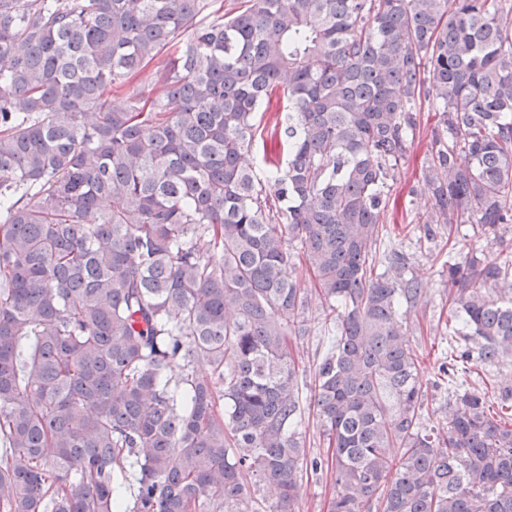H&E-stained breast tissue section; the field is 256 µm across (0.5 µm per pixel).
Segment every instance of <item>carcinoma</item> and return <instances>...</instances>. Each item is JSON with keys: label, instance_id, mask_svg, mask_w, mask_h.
<instances>
[{"label": "carcinoma", "instance_id": "obj_1", "mask_svg": "<svg viewBox=\"0 0 512 512\" xmlns=\"http://www.w3.org/2000/svg\"><path fill=\"white\" fill-rule=\"evenodd\" d=\"M215 2L0 0V512H290L306 463L327 512H512V382L424 425L422 289L371 268L424 102L419 221L512 224V0ZM448 283L451 385L512 359V259ZM313 292L326 459L296 431Z\"/></svg>", "mask_w": 512, "mask_h": 512}]
</instances>
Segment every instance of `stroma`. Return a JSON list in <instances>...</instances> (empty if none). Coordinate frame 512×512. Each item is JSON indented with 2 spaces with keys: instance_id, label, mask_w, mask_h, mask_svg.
Wrapping results in <instances>:
<instances>
[{
  "instance_id": "1",
  "label": "stroma",
  "mask_w": 512,
  "mask_h": 512,
  "mask_svg": "<svg viewBox=\"0 0 512 512\" xmlns=\"http://www.w3.org/2000/svg\"><path fill=\"white\" fill-rule=\"evenodd\" d=\"M436 121L433 113L422 112L421 125L405 164L399 165L391 183V196L380 236L382 248L405 253L409 258L408 274L418 281L422 294L409 311L410 341L419 356V375L428 382V398L423 422L428 426L444 427V410L452 400L453 389L439 381V357L448 353L454 340L448 332V257L475 255L496 259L512 255V224L499 231L486 233L474 224L459 225L452 235L426 238L424 227L417 218L431 207L427 194H413L412 189L421 179L422 166L431 141V130ZM293 352L303 369L301 387L303 397H310L315 383L318 363L324 345L318 331L297 337ZM336 491L335 475L324 468L305 472L295 512H327V504Z\"/></svg>"
}]
</instances>
